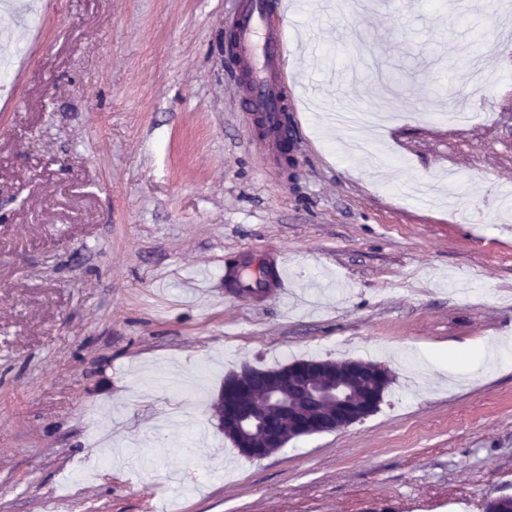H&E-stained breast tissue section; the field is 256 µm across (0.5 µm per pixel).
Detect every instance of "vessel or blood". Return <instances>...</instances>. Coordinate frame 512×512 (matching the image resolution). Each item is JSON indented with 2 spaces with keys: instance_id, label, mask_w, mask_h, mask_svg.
Returning <instances> with one entry per match:
<instances>
[{
  "instance_id": "vessel-or-blood-1",
  "label": "vessel or blood",
  "mask_w": 512,
  "mask_h": 512,
  "mask_svg": "<svg viewBox=\"0 0 512 512\" xmlns=\"http://www.w3.org/2000/svg\"><path fill=\"white\" fill-rule=\"evenodd\" d=\"M285 15L282 0H245L235 23V41L240 58L249 74L245 86L251 112L260 114L273 147H280L288 130L286 113L288 81L282 71L286 54ZM276 275L263 281V293L281 298L288 292V277L283 257L268 262Z\"/></svg>"
}]
</instances>
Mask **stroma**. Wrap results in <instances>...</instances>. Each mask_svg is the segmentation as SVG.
<instances>
[{
	"mask_svg": "<svg viewBox=\"0 0 512 512\" xmlns=\"http://www.w3.org/2000/svg\"><path fill=\"white\" fill-rule=\"evenodd\" d=\"M0 8V512H484L512 495V5L287 0L295 167L226 34L239 0ZM412 70L391 109L381 85ZM479 66L500 81L477 95ZM276 253L302 301L231 294ZM364 360L373 415L252 460L243 365Z\"/></svg>",
	"mask_w": 512,
	"mask_h": 512,
	"instance_id": "1",
	"label": "stroma"
}]
</instances>
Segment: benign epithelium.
Wrapping results in <instances>:
<instances>
[{"mask_svg":"<svg viewBox=\"0 0 512 512\" xmlns=\"http://www.w3.org/2000/svg\"><path fill=\"white\" fill-rule=\"evenodd\" d=\"M386 379L359 360L319 359L284 365L257 387L246 364L224 380L211 416L246 457L263 459L293 439L365 420L383 401Z\"/></svg>","mask_w":512,"mask_h":512,"instance_id":"obj_1","label":"benign epithelium"}]
</instances>
